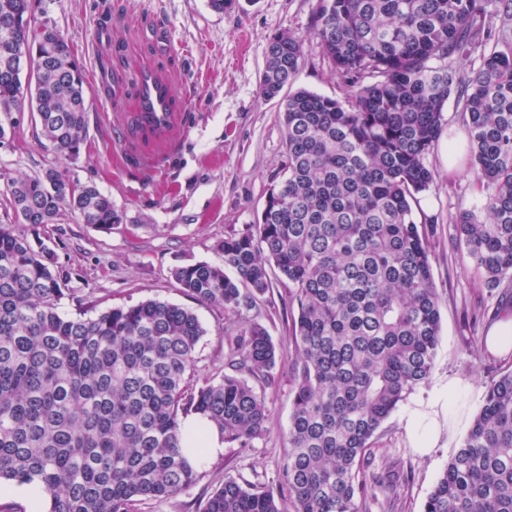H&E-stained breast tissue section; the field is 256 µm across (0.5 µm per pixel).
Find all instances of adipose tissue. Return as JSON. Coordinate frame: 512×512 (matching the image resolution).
I'll use <instances>...</instances> for the list:
<instances>
[{"mask_svg":"<svg viewBox=\"0 0 512 512\" xmlns=\"http://www.w3.org/2000/svg\"><path fill=\"white\" fill-rule=\"evenodd\" d=\"M461 390L458 378L451 377L440 382L430 392L427 399L417 402L405 415L406 427L411 445L420 453L445 444L444 433L449 428L451 404ZM184 431L190 444L184 455L190 464L221 454L224 444L215 426L200 418L185 421Z\"/></svg>","mask_w":512,"mask_h":512,"instance_id":"ef3b65f1","label":"adipose tissue"}]
</instances>
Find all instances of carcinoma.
I'll list each match as a JSON object with an SVG mask.
<instances>
[{"instance_id":"1","label":"carcinoma","mask_w":512,"mask_h":512,"mask_svg":"<svg viewBox=\"0 0 512 512\" xmlns=\"http://www.w3.org/2000/svg\"><path fill=\"white\" fill-rule=\"evenodd\" d=\"M33 2L0 0V48L16 38L32 46L27 69L0 74V139L28 107L57 154L76 159L87 129L84 69L63 35L39 36ZM508 27L512 0H321L314 36L350 96L288 92L284 174L257 223L218 242L224 265L172 270L187 296L235 317L217 380H195L206 330L187 307L147 300L61 313L55 254L24 227L70 212L109 230L122 213L59 166L11 180L16 223L0 225V482L37 485L46 512H142L206 476L183 455L185 420L203 418L225 444L251 447L282 355L248 314L274 270L297 305L286 493L227 477L199 512H366L374 438L437 356L432 231L412 203L436 181L427 157L452 96L485 189L480 211L452 222L481 286L512 280ZM303 48L290 29L268 39L263 98L293 85ZM474 57L479 67L462 71ZM423 512H512V371L486 386Z\"/></svg>"}]
</instances>
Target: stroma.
<instances>
[{"label": "stroma", "instance_id": "obj_1", "mask_svg": "<svg viewBox=\"0 0 512 512\" xmlns=\"http://www.w3.org/2000/svg\"><path fill=\"white\" fill-rule=\"evenodd\" d=\"M239 10L219 14L207 0H40L37 10L61 31L82 64L89 86L87 136L69 174L96 185L123 214L122 223L98 230L68 213L53 224L27 226L29 239L54 251L67 278L62 312L134 305L145 300L192 309L206 330L198 347L196 376L220 378L224 372L222 309L187 296L171 276L174 267L206 262L220 265L216 244L224 235L254 222L268 188L283 174L286 161L277 101L259 94L265 48L270 36L289 28L305 40L295 81L337 99L350 90L323 59L313 34L321 0H240ZM156 64L177 96L194 107L190 127L167 160L159 179L147 182L113 150L104 126L107 112L138 110L134 82L138 66ZM445 127L427 163L436 181L420 195L414 211L432 226L430 262L441 305L440 343L427 382L417 386L380 428L372 450L374 471L397 465L410 482L398 497L376 488L371 512H422L423 504L459 448L454 432L447 447L422 456L410 446L405 412L437 383L459 378L466 388L457 397L462 420L471 421L483 404L485 388L506 370L512 353L487 350L485 336L502 308L512 305V282L490 292L481 288L455 241L450 215L480 208L482 193L468 154L449 159L448 148L464 140L455 102H448ZM0 143V224L14 221L7 182L58 165L42 136L36 114L17 112ZM296 309L288 287L275 285L250 316L262 324L284 357L276 380L266 387V431L252 447H225L206 460L205 478L177 499L152 512H196L224 478L273 487L279 481L291 414L288 360L294 345L291 318Z\"/></svg>", "mask_w": 512, "mask_h": 512}]
</instances>
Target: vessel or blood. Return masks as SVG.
<instances>
[{
  "instance_id": "vessel-or-blood-1",
  "label": "vessel or blood",
  "mask_w": 512,
  "mask_h": 512,
  "mask_svg": "<svg viewBox=\"0 0 512 512\" xmlns=\"http://www.w3.org/2000/svg\"><path fill=\"white\" fill-rule=\"evenodd\" d=\"M140 110L133 118L113 112L107 120L112 130V143L125 158L137 163L150 178L162 175L165 157L176 147L184 119L174 111L173 87L170 82H157L149 71L136 74Z\"/></svg>"
}]
</instances>
